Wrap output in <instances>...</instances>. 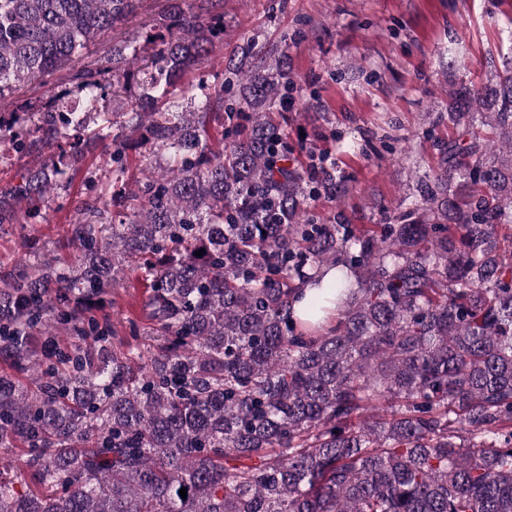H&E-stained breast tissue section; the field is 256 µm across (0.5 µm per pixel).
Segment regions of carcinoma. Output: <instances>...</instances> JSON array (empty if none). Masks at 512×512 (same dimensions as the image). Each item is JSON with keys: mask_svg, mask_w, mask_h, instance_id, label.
I'll return each mask as SVG.
<instances>
[{"mask_svg": "<svg viewBox=\"0 0 512 512\" xmlns=\"http://www.w3.org/2000/svg\"><path fill=\"white\" fill-rule=\"evenodd\" d=\"M142 2L0 0V162L53 150L0 199V224L46 220L56 177L112 146L76 264L18 266L0 291V357L35 382L0 375V512H512V239L495 232L512 223V62L448 93L454 137L407 211L317 223L306 201L344 187L294 163L271 119L287 59L250 42L220 88L187 80L224 41V0H167L105 65L6 107ZM242 103L213 150L219 111ZM139 148L168 162L134 181ZM129 271L149 283L147 326L110 349L95 312ZM333 295L345 308L318 328ZM61 331L98 346L30 360L29 337Z\"/></svg>", "mask_w": 512, "mask_h": 512, "instance_id": "obj_1", "label": "carcinoma"}]
</instances>
